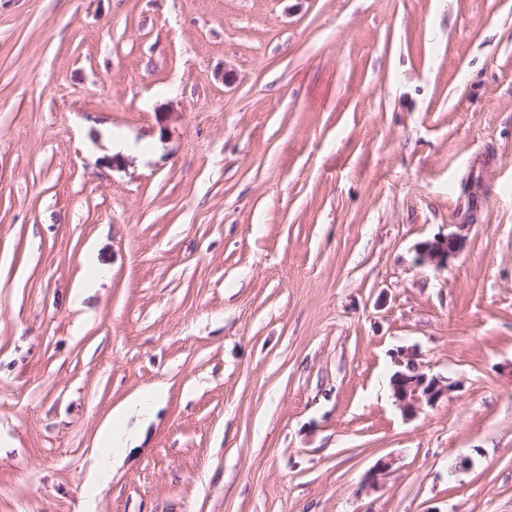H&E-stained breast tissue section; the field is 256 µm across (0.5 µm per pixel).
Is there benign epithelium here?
Wrapping results in <instances>:
<instances>
[{"instance_id": "7a95c632", "label": "benign epithelium", "mask_w": 512, "mask_h": 512, "mask_svg": "<svg viewBox=\"0 0 512 512\" xmlns=\"http://www.w3.org/2000/svg\"><path fill=\"white\" fill-rule=\"evenodd\" d=\"M461 247L459 235H438L419 246L420 263L443 266ZM391 386L397 405L407 417L415 416L425 406L435 405L452 389L442 378L425 372L411 352L404 354V368L394 372Z\"/></svg>"}]
</instances>
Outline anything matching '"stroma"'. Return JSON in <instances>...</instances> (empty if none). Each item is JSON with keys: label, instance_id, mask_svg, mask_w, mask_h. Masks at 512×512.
<instances>
[{"label": "stroma", "instance_id": "35a3bbf8", "mask_svg": "<svg viewBox=\"0 0 512 512\" xmlns=\"http://www.w3.org/2000/svg\"><path fill=\"white\" fill-rule=\"evenodd\" d=\"M0 512H512V0H0ZM462 247V239L457 234L438 235L419 246L421 264L440 267L448 263ZM403 361H398L404 368L397 370L391 377L393 396L397 405L407 417H413L426 406L435 405L439 400L448 397L452 386L438 376L429 375L416 362L412 352L404 354ZM408 371L409 373H407Z\"/></svg>", "mask_w": 512, "mask_h": 512}]
</instances>
